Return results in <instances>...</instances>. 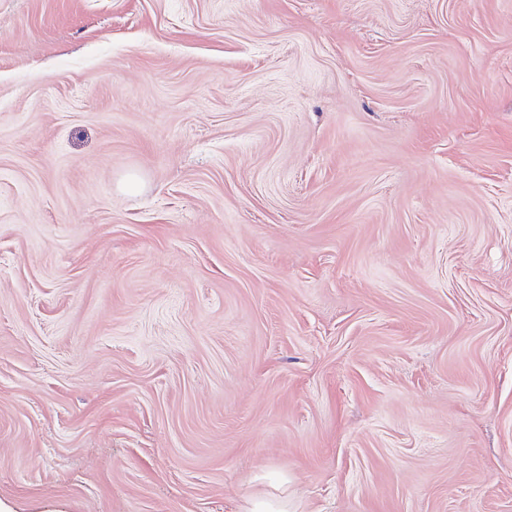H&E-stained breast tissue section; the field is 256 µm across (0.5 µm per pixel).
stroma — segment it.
Returning a JSON list of instances; mask_svg holds the SVG:
<instances>
[{"instance_id": "1", "label": "stroma", "mask_w": 512, "mask_h": 512, "mask_svg": "<svg viewBox=\"0 0 512 512\" xmlns=\"http://www.w3.org/2000/svg\"><path fill=\"white\" fill-rule=\"evenodd\" d=\"M512 512V0H0V503Z\"/></svg>"}]
</instances>
